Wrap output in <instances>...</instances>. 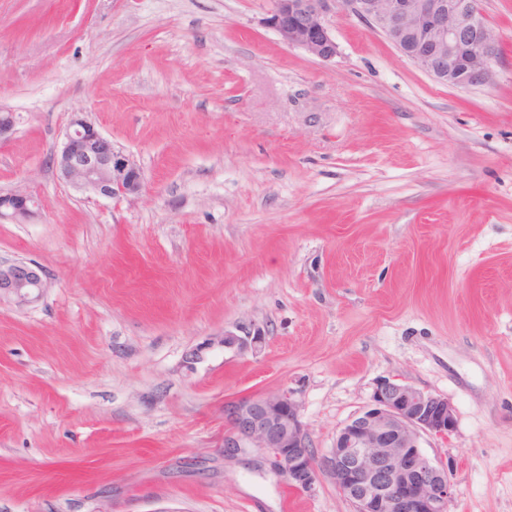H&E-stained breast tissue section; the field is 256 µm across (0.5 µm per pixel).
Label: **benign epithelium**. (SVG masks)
<instances>
[{
    "mask_svg": "<svg viewBox=\"0 0 512 512\" xmlns=\"http://www.w3.org/2000/svg\"><path fill=\"white\" fill-rule=\"evenodd\" d=\"M346 11L382 34L408 60L453 87L494 83L502 37L485 17L483 0H275L265 23L281 40L329 62L338 54L331 17ZM60 179L95 195L134 196L140 168L82 113L75 112L54 157ZM26 221L39 209L28 193L0 195V211ZM45 288L31 262H0V298L26 304ZM262 336L224 334V348L241 353ZM224 456L266 453L273 472L298 491H315L317 472H328L355 512H449L453 489L448 465L432 461L423 434L446 438L456 419L447 398L390 379L379 381L371 403L336 433L318 457L310 448L298 403L288 392L224 401Z\"/></svg>",
    "mask_w": 512,
    "mask_h": 512,
    "instance_id": "1",
    "label": "benign epithelium"
}]
</instances>
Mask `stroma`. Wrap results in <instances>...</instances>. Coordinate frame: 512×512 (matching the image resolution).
<instances>
[{"label":"stroma","mask_w":512,"mask_h":512,"mask_svg":"<svg viewBox=\"0 0 512 512\" xmlns=\"http://www.w3.org/2000/svg\"><path fill=\"white\" fill-rule=\"evenodd\" d=\"M273 0H0V512H354L224 455V402L291 393L315 454L389 378L447 397L422 435L450 512H512V0L494 85L453 88L347 13L338 55L283 43ZM141 169L65 184L73 113ZM263 336L225 350V333ZM3 209L10 211L14 218L26 221L37 213L39 204L31 194L18 191L0 195L1 214ZM45 288L42 269L31 262H0V298L26 304L37 299Z\"/></svg>","instance_id":"stroma-1"}]
</instances>
